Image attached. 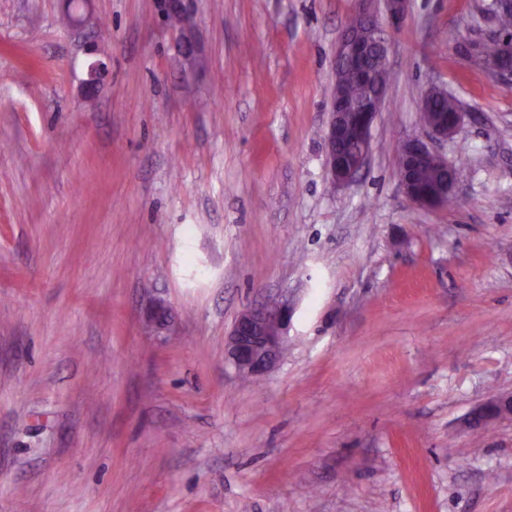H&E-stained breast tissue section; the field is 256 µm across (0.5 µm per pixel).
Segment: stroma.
<instances>
[{"instance_id": "stroma-1", "label": "stroma", "mask_w": 512, "mask_h": 512, "mask_svg": "<svg viewBox=\"0 0 512 512\" xmlns=\"http://www.w3.org/2000/svg\"><path fill=\"white\" fill-rule=\"evenodd\" d=\"M489 0H412L365 170L332 184L334 59L358 0H0V512H512V83ZM111 77L86 101L84 43ZM465 117L455 198L404 196L424 93ZM287 299L260 379L237 316ZM175 320H145L151 300ZM92 0H66L65 12L70 15L68 28H85L93 24L94 17L90 11ZM195 0H157V9L164 19L180 18L182 28H178L179 41L183 47L181 62L192 64L201 57V46L193 28ZM488 57L492 60L482 61L485 70L493 78L503 81L512 82V73L501 70L496 63L506 64L512 68V56L510 59H506L502 56L500 43L496 40H489L480 46L479 57ZM494 61L496 63H494Z\"/></svg>"}]
</instances>
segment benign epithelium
<instances>
[{
	"label": "benign epithelium",
	"instance_id": "1",
	"mask_svg": "<svg viewBox=\"0 0 512 512\" xmlns=\"http://www.w3.org/2000/svg\"><path fill=\"white\" fill-rule=\"evenodd\" d=\"M92 0H65V12L70 15L69 27L84 28L92 23L90 11ZM195 0H157V9L163 18H180L182 28L178 29L179 41L183 47L181 62L192 64L201 57V46L193 28ZM369 0H358V9L353 18L355 23L346 26L336 48L339 62L360 59L373 51L379 52L383 64H388L387 45L383 27L367 7ZM410 0H383L384 17L388 26L395 27L403 22L409 12ZM110 65L106 59L95 57L87 62L86 79L82 83L84 94H95L107 83ZM331 99L330 118L326 130L327 169L333 184L345 187L354 182L365 168L372 149V130L378 112L382 110L385 95L380 94L354 104L349 102L342 91L340 73H335ZM464 113L457 112L447 124L430 125L423 129L424 135L406 139L398 158L414 162L437 159L443 166H450L448 157L440 153L435 144L448 141L463 123ZM356 137L357 147L353 158L340 162L336 153L338 145L350 137ZM399 181L407 200L419 207L434 208L448 204L456 191V184L447 183L432 193L416 190L410 173L399 169ZM288 304L280 301L274 304H259L243 310L235 320L225 341V358L240 375L261 377L277 364L286 342ZM147 318L156 329H166L171 322L169 308L156 301L147 309Z\"/></svg>",
	"mask_w": 512,
	"mask_h": 512
}]
</instances>
